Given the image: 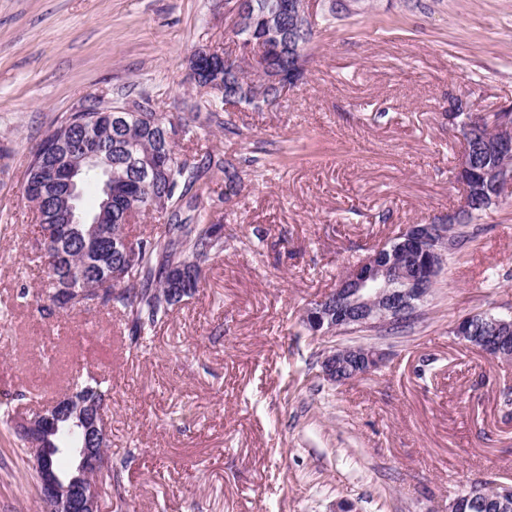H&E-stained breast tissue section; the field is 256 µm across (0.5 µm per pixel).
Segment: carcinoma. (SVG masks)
<instances>
[{"label":"carcinoma","instance_id":"cac0c4a2","mask_svg":"<svg viewBox=\"0 0 512 512\" xmlns=\"http://www.w3.org/2000/svg\"><path fill=\"white\" fill-rule=\"evenodd\" d=\"M255 66L243 59L224 81L219 92L224 105H255L250 99L237 97V86L248 80ZM175 120L182 129V136L196 135L193 126L179 113L132 112L126 121L110 129L93 128L87 135L104 142L112 160V179H136L142 190L132 200L140 212H150L162 221L163 230L157 237L143 236L125 245L122 237L127 225L126 206L112 203L103 223L98 225L97 244L87 247L86 230L101 213L103 201V175L96 169H83L80 188L92 184L98 192L97 205L93 209L79 206L84 223L74 225L71 237L51 246L56 262L38 253V261L47 274V281L36 297L38 311L52 312L57 290L61 286L74 288L84 297L94 296L95 287L112 276L116 270L122 277L105 291V296L94 308L122 311L132 323L133 339L149 335L158 325L166 322L179 300L175 296L188 288L195 291L201 283V267L194 264L190 269L195 277L186 284L180 268L184 260L194 257L199 261L212 254L224 251L222 225L208 223V212L203 203L204 193L209 189L214 171L224 173L229 182L241 180V170L224 158L210 153L195 157L176 151L175 143H168L162 136L161 126ZM163 152L169 156V164L160 170L153 169L150 158ZM26 199L38 213L39 224L51 226L57 215L49 202L51 190L45 188L31 194L30 185H25ZM493 314L474 315L469 324L471 338L485 341L490 354L501 353L512 356V330L500 328L494 331ZM75 384L95 398L99 407H104L111 389L106 382L93 376L76 378ZM460 512H512V505L504 503L494 493H486L472 501L459 503Z\"/></svg>","mask_w":512,"mask_h":512}]
</instances>
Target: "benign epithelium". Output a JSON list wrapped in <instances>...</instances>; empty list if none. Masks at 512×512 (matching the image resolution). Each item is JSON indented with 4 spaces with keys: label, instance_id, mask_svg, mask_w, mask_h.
I'll return each instance as SVG.
<instances>
[{
    "label": "benign epithelium",
    "instance_id": "benign-epithelium-1",
    "mask_svg": "<svg viewBox=\"0 0 512 512\" xmlns=\"http://www.w3.org/2000/svg\"><path fill=\"white\" fill-rule=\"evenodd\" d=\"M312 0H275L274 12L267 18V34L235 40V53L222 56L217 50L197 49L189 58L191 78L208 87L222 85V71L236 68L237 59L249 57L256 66L262 86L275 85L280 94L296 88L306 70V55L300 42L314 32ZM253 0H226L224 11L230 15L232 32L253 27ZM224 57V62L217 61ZM133 106L107 107L94 111L89 121L80 124L110 126L123 119V113L136 112ZM448 120L464 142L457 168V179L466 187L458 215L446 224H409L400 239L390 247L375 250L350 269L336 288L309 307L304 321L314 336L327 337L358 329L378 328L414 314L417 302L423 300L444 267L452 244V225L469 211L471 192L496 190L512 184V165L474 166L469 146L471 130L487 128L492 137L478 146L484 153L501 158L512 157V106L493 116L491 122L465 112L463 102L454 99ZM103 145H83V138H69L67 155L87 165L99 166L105 160ZM81 170L76 161L68 159L43 163L40 167L42 185L63 190L58 204L62 212L59 224L40 229L39 237L46 244L69 234V225L80 222L76 212ZM355 369L350 378L367 375L383 361V353L373 346L360 345L349 349L336 347L323 354L321 375L332 381L348 362ZM86 394L71 389L58 396L32 417L16 422L28 439V461L37 482L42 512H101L104 488L92 475L103 466L107 427L90 416H83L76 427L66 423L75 409L84 405Z\"/></svg>",
    "mask_w": 512,
    "mask_h": 512
}]
</instances>
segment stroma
I'll use <instances>...</instances> for the list:
<instances>
[{
	"mask_svg": "<svg viewBox=\"0 0 512 512\" xmlns=\"http://www.w3.org/2000/svg\"><path fill=\"white\" fill-rule=\"evenodd\" d=\"M231 44L224 0H0V408L31 414L75 369L110 381L118 480L102 512H448L462 490L512 480V365L451 332L470 313L512 316V185L467 224L409 327L301 325L347 268L459 207L448 105L488 120L512 106V0H359L318 26L299 87L231 113L242 137L211 122L180 141L242 159V180L214 172L224 250L139 344L119 315L19 298L38 290L24 183L46 132L95 99L208 114L187 59ZM359 344L380 368L325 381L322 353ZM0 512H40L2 422Z\"/></svg>",
	"mask_w": 512,
	"mask_h": 512,
	"instance_id": "1",
	"label": "stroma"
}]
</instances>
